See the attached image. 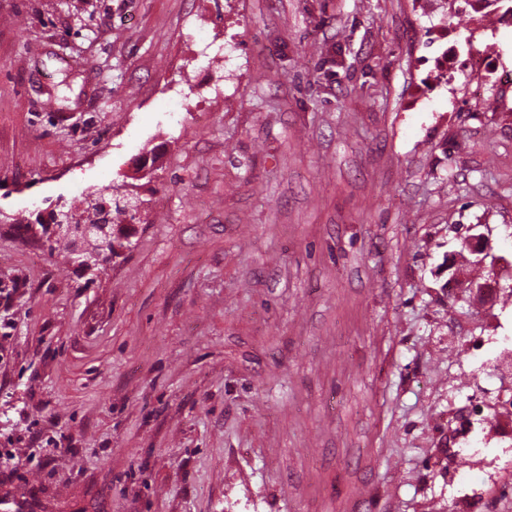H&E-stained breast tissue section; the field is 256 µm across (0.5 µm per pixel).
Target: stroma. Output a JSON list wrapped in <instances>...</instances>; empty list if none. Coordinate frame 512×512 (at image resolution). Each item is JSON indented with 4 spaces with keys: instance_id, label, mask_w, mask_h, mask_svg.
<instances>
[{
    "instance_id": "obj_1",
    "label": "stroma",
    "mask_w": 512,
    "mask_h": 512,
    "mask_svg": "<svg viewBox=\"0 0 512 512\" xmlns=\"http://www.w3.org/2000/svg\"><path fill=\"white\" fill-rule=\"evenodd\" d=\"M512 22L454 0H0V512H450L432 471L512 329ZM141 200L94 274L33 227ZM484 234L496 267L458 270ZM453 67H462L475 78V89L472 90L470 97L465 101L468 106L476 108L482 106L483 95L477 91L482 77L492 78L505 91L512 88V69L500 66L496 53L468 55L464 59H460L455 54L448 55V53H445L434 67L433 81H441L446 77L448 69Z\"/></svg>"
}]
</instances>
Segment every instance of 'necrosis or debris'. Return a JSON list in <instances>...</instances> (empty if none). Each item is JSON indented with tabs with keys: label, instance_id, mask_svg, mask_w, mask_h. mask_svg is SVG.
<instances>
[{
	"label": "necrosis or debris",
	"instance_id": "necrosis-or-debris-1",
	"mask_svg": "<svg viewBox=\"0 0 512 512\" xmlns=\"http://www.w3.org/2000/svg\"><path fill=\"white\" fill-rule=\"evenodd\" d=\"M453 67L466 69L477 79L492 78L502 89L512 88V69L500 66L495 54L481 53L463 58L443 55L434 67V81H441ZM491 341L496 342L499 349L493 369L502 384L483 388L481 395L469 396L459 427L454 429L447 447L440 449L435 457L437 474L456 490L453 512H492L494 503L489 497L490 492L496 491L505 497L512 495V458L506 460L493 455L490 449L472 445L473 439L482 435L512 447V387L504 384L505 378L512 376V334L493 340L480 334L462 339L465 352L471 354L484 352ZM466 468L483 473V480L465 482L462 471Z\"/></svg>",
	"mask_w": 512,
	"mask_h": 512
}]
</instances>
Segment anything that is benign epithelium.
Masks as SVG:
<instances>
[{
  "label": "benign epithelium",
  "instance_id": "1",
  "mask_svg": "<svg viewBox=\"0 0 512 512\" xmlns=\"http://www.w3.org/2000/svg\"><path fill=\"white\" fill-rule=\"evenodd\" d=\"M52 234L69 244L74 262L88 270L95 268L97 247H112V226L92 224L70 211L64 215L53 213Z\"/></svg>",
  "mask_w": 512,
  "mask_h": 512
}]
</instances>
